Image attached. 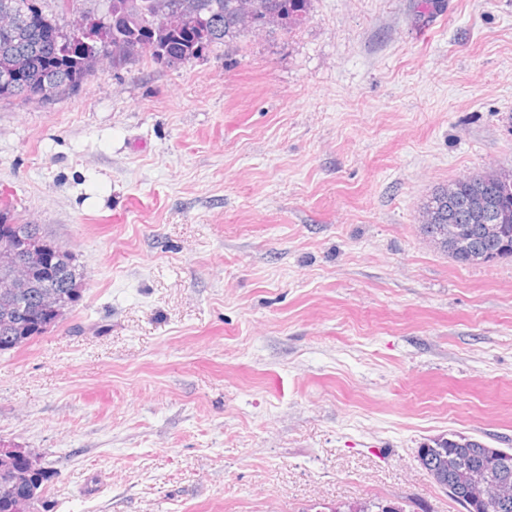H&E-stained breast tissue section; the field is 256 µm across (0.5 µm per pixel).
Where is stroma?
I'll return each instance as SVG.
<instances>
[{"label":"stroma","instance_id":"35a3bbf8","mask_svg":"<svg viewBox=\"0 0 512 512\" xmlns=\"http://www.w3.org/2000/svg\"><path fill=\"white\" fill-rule=\"evenodd\" d=\"M512 169V0H310L201 59L0 100V200L85 292L0 355L45 512H463L416 460L512 448V260L419 231Z\"/></svg>","mask_w":512,"mask_h":512}]
</instances>
